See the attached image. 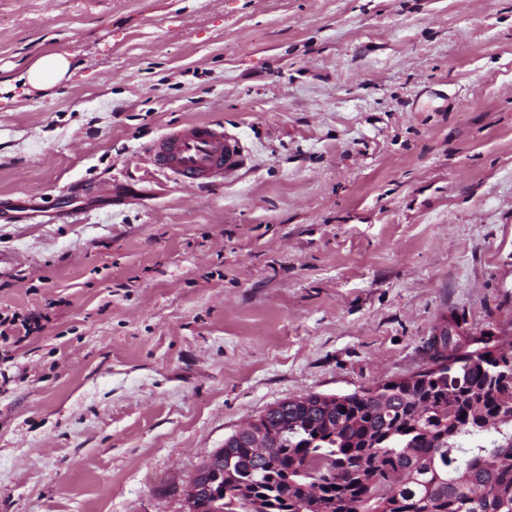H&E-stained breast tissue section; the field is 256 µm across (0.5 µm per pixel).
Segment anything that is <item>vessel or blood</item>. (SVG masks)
Segmentation results:
<instances>
[{
  "instance_id": "1",
  "label": "vessel or blood",
  "mask_w": 512,
  "mask_h": 512,
  "mask_svg": "<svg viewBox=\"0 0 512 512\" xmlns=\"http://www.w3.org/2000/svg\"><path fill=\"white\" fill-rule=\"evenodd\" d=\"M152 165L189 186L224 178L242 164L237 141L228 138L222 125L194 122L174 129L150 147Z\"/></svg>"
}]
</instances>
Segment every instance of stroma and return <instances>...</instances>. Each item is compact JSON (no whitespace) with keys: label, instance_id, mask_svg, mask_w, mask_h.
<instances>
[{"label":"stroma","instance_id":"stroma-1","mask_svg":"<svg viewBox=\"0 0 512 512\" xmlns=\"http://www.w3.org/2000/svg\"><path fill=\"white\" fill-rule=\"evenodd\" d=\"M70 80L25 92L44 51ZM0 512H184L272 405L512 347V0H0ZM222 124L186 188L146 148ZM149 153L156 169L183 186L224 179L242 164L237 141L212 122L182 125L155 140Z\"/></svg>","mask_w":512,"mask_h":512}]
</instances>
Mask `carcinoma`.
<instances>
[{"mask_svg": "<svg viewBox=\"0 0 512 512\" xmlns=\"http://www.w3.org/2000/svg\"><path fill=\"white\" fill-rule=\"evenodd\" d=\"M317 403L270 417L281 440L266 462L224 449L198 512H512V468L481 466L512 457V421L482 424L512 414L511 349L421 381L391 412L362 389Z\"/></svg>", "mask_w": 512, "mask_h": 512, "instance_id": "carcinoma-1", "label": "carcinoma"}]
</instances>
